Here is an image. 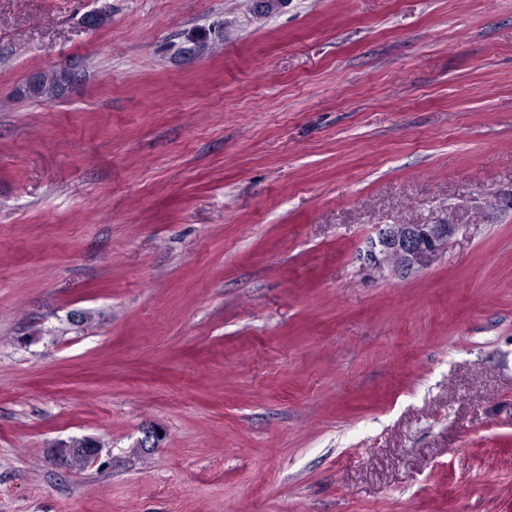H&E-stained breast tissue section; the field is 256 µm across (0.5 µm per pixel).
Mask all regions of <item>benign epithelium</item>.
<instances>
[{"mask_svg": "<svg viewBox=\"0 0 512 512\" xmlns=\"http://www.w3.org/2000/svg\"><path fill=\"white\" fill-rule=\"evenodd\" d=\"M455 224H379L359 253L372 278H406L428 267L456 231Z\"/></svg>", "mask_w": 512, "mask_h": 512, "instance_id": "1", "label": "benign epithelium"}]
</instances>
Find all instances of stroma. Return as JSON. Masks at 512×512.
Instances as JSON below:
<instances>
[{
  "label": "stroma",
  "instance_id": "1",
  "mask_svg": "<svg viewBox=\"0 0 512 512\" xmlns=\"http://www.w3.org/2000/svg\"><path fill=\"white\" fill-rule=\"evenodd\" d=\"M255 5L0 0V512H512V0ZM36 80V95L32 97L50 99L63 91V86L68 81L65 71L52 70L43 72L33 78ZM453 224H379L359 253L372 278H406L428 267L456 231ZM86 441L87 438H82L79 440L73 441L71 445H69L67 448L62 449L61 451V457L66 461L69 462L72 466H81L82 462H84L83 457L77 453L74 452L72 448H84V453L87 458V461H94L98 458L100 454V448H96L95 444H91L90 448L86 447Z\"/></svg>",
  "mask_w": 512,
  "mask_h": 512
}]
</instances>
